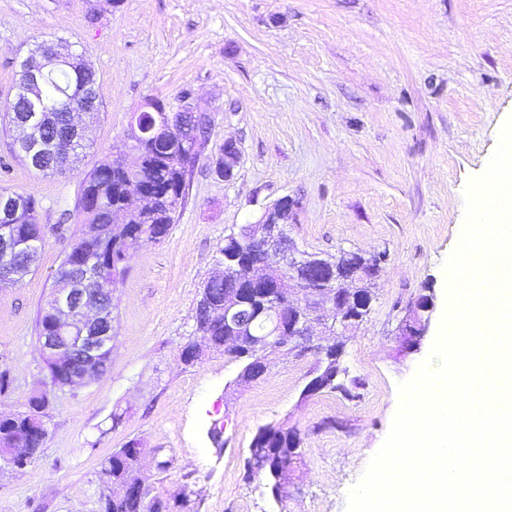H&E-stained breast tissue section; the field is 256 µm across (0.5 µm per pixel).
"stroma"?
<instances>
[{
	"label": "stroma",
	"instance_id": "35a3bbf8",
	"mask_svg": "<svg viewBox=\"0 0 512 512\" xmlns=\"http://www.w3.org/2000/svg\"><path fill=\"white\" fill-rule=\"evenodd\" d=\"M41 42L84 56L100 113L63 175L31 168L0 124V189L34 198L45 231L30 273L0 285V370L11 379L0 412L26 410L38 390L49 397L41 452L0 470V512H97L100 463L132 439L154 495L187 512H347L400 384L438 336L466 184L512 117V0H0V102ZM185 90L211 117L186 202L165 240L132 251L112 291L108 371L53 388L36 319L73 241L81 181L123 150L132 113L154 98L178 104ZM228 140L240 148L229 180L215 173ZM286 195L299 202L288 226L299 249L385 256L372 311L345 336L358 397L304 395L310 355L268 351L266 375L246 384L222 355L180 362L225 235ZM426 293L427 331L403 345L400 325ZM282 423L298 429L301 456L275 495L246 470L258 429Z\"/></svg>",
	"mask_w": 512,
	"mask_h": 512
}]
</instances>
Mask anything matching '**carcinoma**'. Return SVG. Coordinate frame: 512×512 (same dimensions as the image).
Segmentation results:
<instances>
[{
    "label": "carcinoma",
    "mask_w": 512,
    "mask_h": 512,
    "mask_svg": "<svg viewBox=\"0 0 512 512\" xmlns=\"http://www.w3.org/2000/svg\"><path fill=\"white\" fill-rule=\"evenodd\" d=\"M96 76L83 70L73 72L63 67L47 71L43 81L41 111H32L30 102L20 97L13 103L16 112L7 116L9 126L19 132L16 142L18 155L29 159V149H35V159L43 172L63 173L79 158L85 148V132L77 133L82 143L77 151L68 154L59 142L60 135L70 124V111L81 107L84 101L97 98ZM165 103L152 99L144 110L134 113L130 125L143 132V139L131 145L127 156H119L104 162L84 177L76 203V231L71 249L64 256L56 273L55 288L72 286L70 266L82 264L88 257H95L94 278L89 283L93 288H111L119 274L126 271L125 262L131 251L147 244L160 243L169 232V227L187 196L189 175L200 157V151L185 141L183 126L177 113L164 111ZM141 193L153 198L152 204L138 211H127V197ZM22 209L11 215L10 223L19 233L44 239L39 223L35 201L22 198ZM224 260H238L243 268L261 264L279 274H287L279 258L267 256L253 250L247 242L246 232H232L224 237ZM382 258L373 255L368 259L349 251H341L330 261L333 268L344 269L354 265H365L369 275L380 271ZM30 271L29 254L18 250L12 255L11 271H0V283L18 281ZM224 276L213 275L205 284L196 303L194 319L201 322L209 351L222 353L230 361L239 363V381L249 383L260 377L263 351L248 343L241 345L226 342L228 333L224 328ZM211 305L218 314L210 321L203 320L201 306ZM342 343L333 339L312 352L315 357L313 370L321 376L325 390L339 391L354 397L352 390L359 387L353 379L350 384L336 381L340 373L336 362L327 360V355ZM24 434L30 437L28 459L40 453L42 443L38 439L35 422H26L23 413L0 414V440ZM301 437L294 428L284 425H267L260 428L251 447L264 448L262 456L250 457L248 478L264 477L271 489L279 488L281 477L277 474L278 451L281 448L300 447ZM143 448L140 441L132 439L116 449L101 462V473L105 480L134 484L138 480V465ZM98 512H171L172 505L151 495L149 488L119 499H112V508L107 509L102 500H97Z\"/></svg>",
    "instance_id": "cac0c4a2"
}]
</instances>
